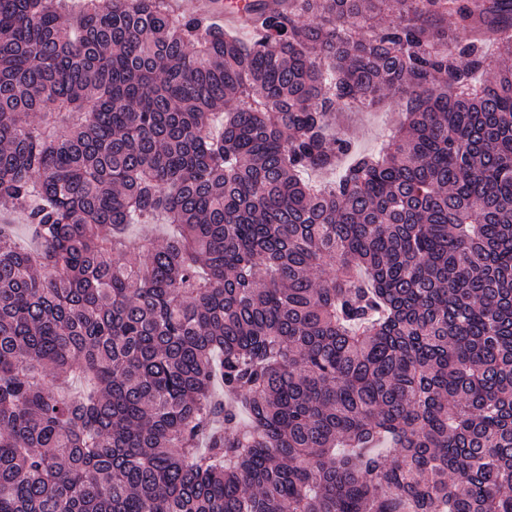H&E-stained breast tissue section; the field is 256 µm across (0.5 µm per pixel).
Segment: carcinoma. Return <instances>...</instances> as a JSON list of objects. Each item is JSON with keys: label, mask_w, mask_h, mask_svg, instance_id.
I'll list each match as a JSON object with an SVG mask.
<instances>
[{"label": "carcinoma", "mask_w": 512, "mask_h": 512, "mask_svg": "<svg viewBox=\"0 0 512 512\" xmlns=\"http://www.w3.org/2000/svg\"><path fill=\"white\" fill-rule=\"evenodd\" d=\"M252 12L0 0V512H512V0ZM402 119L397 96L389 95L384 102L362 112H344L340 123L350 138L354 150L369 153L376 149L389 129ZM1 215L8 220V223L13 225V236L19 247L32 251L38 247V242L33 236L26 212H5ZM3 217L1 219L2 223L4 222Z\"/></svg>", "instance_id": "cac0c4a2"}]
</instances>
